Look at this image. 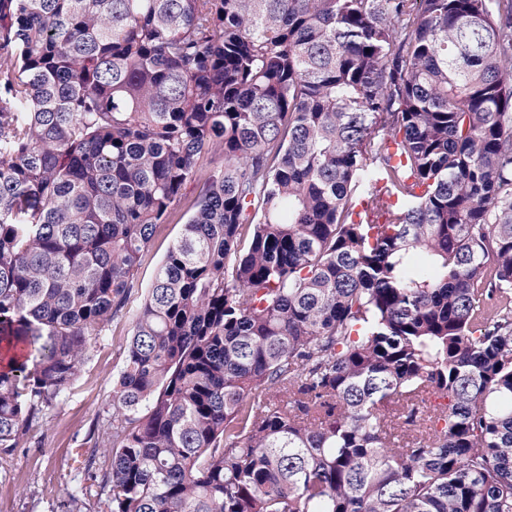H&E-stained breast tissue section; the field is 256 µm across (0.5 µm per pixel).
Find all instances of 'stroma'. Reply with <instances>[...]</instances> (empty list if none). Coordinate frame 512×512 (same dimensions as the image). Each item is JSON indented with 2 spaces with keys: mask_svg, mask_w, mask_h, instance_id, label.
Returning <instances> with one entry per match:
<instances>
[{
  "mask_svg": "<svg viewBox=\"0 0 512 512\" xmlns=\"http://www.w3.org/2000/svg\"><path fill=\"white\" fill-rule=\"evenodd\" d=\"M197 194V184H190L167 223L158 227L135 275L126 310L97 340L68 401L51 413L37 437L0 453V512H65L68 492L76 484L83 487L93 512H106L108 495L101 480L109 459L90 453L96 424L112 399V380L123 365L132 315L191 217Z\"/></svg>",
  "mask_w": 512,
  "mask_h": 512,
  "instance_id": "35a3bbf8",
  "label": "stroma"
}]
</instances>
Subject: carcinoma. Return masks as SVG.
Instances as JSON below:
<instances>
[{"mask_svg":"<svg viewBox=\"0 0 512 512\" xmlns=\"http://www.w3.org/2000/svg\"><path fill=\"white\" fill-rule=\"evenodd\" d=\"M214 148L109 512H512V0H0V451Z\"/></svg>","mask_w":512,"mask_h":512,"instance_id":"cac0c4a2","label":"carcinoma"}]
</instances>
